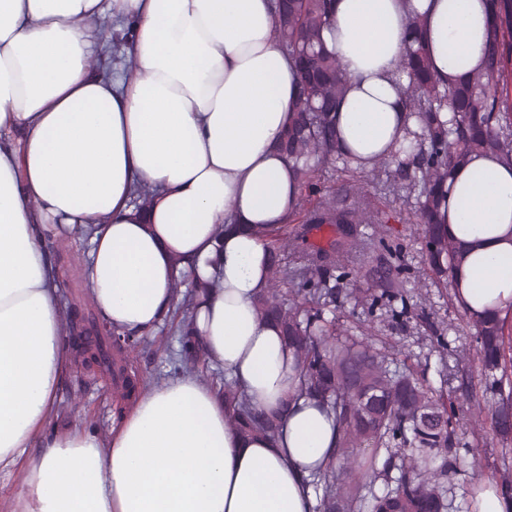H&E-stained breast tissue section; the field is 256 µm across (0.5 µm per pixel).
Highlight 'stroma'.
Wrapping results in <instances>:
<instances>
[{
	"instance_id": "stroma-1",
	"label": "stroma",
	"mask_w": 512,
	"mask_h": 512,
	"mask_svg": "<svg viewBox=\"0 0 512 512\" xmlns=\"http://www.w3.org/2000/svg\"><path fill=\"white\" fill-rule=\"evenodd\" d=\"M339 192L345 204L364 202L386 218L388 234L401 246L408 292L392 308L371 311L355 306L349 285L336 284V321L343 336L369 333L377 347L389 351L392 366L410 367L417 378L452 398L457 419L456 466L448 474L449 512H468L473 483L481 478L499 480L505 465H512V438L502 439L490 417L475 418L471 398L485 389L481 365L475 355L474 330L464 311L451 299L452 291L437 287L426 274L421 231L415 222L413 200L396 187L393 176L378 172L361 176L340 169L324 172L316 188L304 191L305 208L319 205L329 192ZM45 251L62 283V304L87 307L80 278L86 244L81 239H47ZM443 336V347H435L431 335ZM175 325L166 323L148 346L133 358L144 376L168 373L174 353ZM116 405L111 378L99 369H87L73 359L69 377L62 385L53 420L55 430L64 431L83 423L108 433Z\"/></svg>"
}]
</instances>
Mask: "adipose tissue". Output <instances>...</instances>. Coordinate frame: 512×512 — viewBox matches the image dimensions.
<instances>
[{
	"label": "adipose tissue",
	"instance_id": "1",
	"mask_svg": "<svg viewBox=\"0 0 512 512\" xmlns=\"http://www.w3.org/2000/svg\"><path fill=\"white\" fill-rule=\"evenodd\" d=\"M271 0H0V480L10 512H317L313 481L336 463L334 413L300 396L269 285L264 231L300 186L278 149L300 74ZM422 18L446 85L478 70L487 0H335L324 33L347 92L336 133L360 168L416 126L399 73L407 16ZM133 21L130 77L92 75L96 20ZM153 197L133 203L138 186ZM469 247L453 291L483 313L512 303V164L473 157L442 204ZM88 234L81 278L104 322L149 337L181 271L208 283L190 308L206 364L253 406L282 411L276 439H242L210 383L185 373L140 391L109 435L50 427L72 355L45 227Z\"/></svg>",
	"mask_w": 512,
	"mask_h": 512
}]
</instances>
